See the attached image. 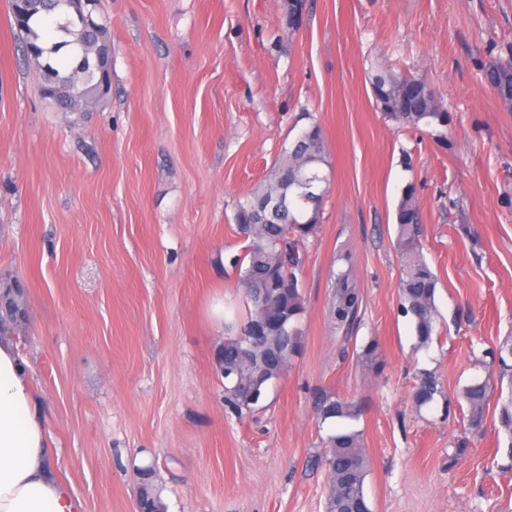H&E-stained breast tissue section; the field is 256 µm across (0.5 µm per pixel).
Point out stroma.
I'll use <instances>...</instances> for the list:
<instances>
[{
  "label": "stroma",
  "mask_w": 512,
  "mask_h": 512,
  "mask_svg": "<svg viewBox=\"0 0 512 512\" xmlns=\"http://www.w3.org/2000/svg\"><path fill=\"white\" fill-rule=\"evenodd\" d=\"M96 19L110 91L63 112L0 0V283L21 291L20 353L80 512H138L149 463L165 512H324L327 477L311 462L335 429L314 415L325 391L362 407L351 427L371 512H512L498 410L469 437L458 400L512 336V112L484 78L512 58V0H307L293 35L285 0H100ZM381 64L424 75L447 126L380 112L369 77ZM307 112L331 173L302 272L305 349L241 416L215 364L241 308L220 261L244 246L238 202ZM411 182L439 278V339L420 350L398 312L393 247ZM341 248L363 292L349 338L327 317ZM372 339L378 375L357 361ZM421 369L442 374L446 395L417 410Z\"/></svg>",
  "instance_id": "1"
}]
</instances>
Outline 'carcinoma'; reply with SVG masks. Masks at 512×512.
Returning a JSON list of instances; mask_svg holds the SVG:
<instances>
[{
	"mask_svg": "<svg viewBox=\"0 0 512 512\" xmlns=\"http://www.w3.org/2000/svg\"><path fill=\"white\" fill-rule=\"evenodd\" d=\"M304 9V0H287L288 35L299 29ZM38 14L57 17L54 31L64 39L44 46L30 25ZM12 17L23 35L25 55L39 64L45 99L63 112H83L105 95L99 64L112 62V47L104 25L74 17L71 0H16ZM64 48L70 61L56 66L46 59ZM484 77L503 108L512 112V60L490 63ZM371 87L377 109L400 125L443 126L448 121L442 96L422 76L401 74L381 65L372 74ZM327 166L322 128L312 123L279 154L266 183L237 204L236 232L248 244L229 258V267L242 292L245 313L224 326L217 365L223 374L225 397L240 413L253 412L269 385L286 375L303 353L302 268L329 185V175L324 172ZM395 233L398 308L413 324L417 346L427 348L438 339V277L422 252L421 218L412 183L405 186L396 207ZM336 262L339 267L332 273L328 318L336 333L350 337L360 323L363 297L352 252L337 253ZM256 321L266 324L265 345L251 341L249 328ZM357 358L364 370L379 371L383 363L379 343L368 342ZM495 359L496 378L465 386L461 398L466 403L467 429L481 435L487 406L492 395H497V433L508 441L512 457V336L499 344ZM443 395L440 375L429 370L417 372L412 391L415 408ZM314 409L316 420L323 424L356 418L360 405L325 391L317 397ZM323 444L325 452L314 464L327 473L325 512H371L364 489L369 458L363 434L341 428L327 435ZM137 488L138 503L145 512H164L152 467L137 470Z\"/></svg>",
	"mask_w": 512,
	"mask_h": 512,
	"instance_id": "cac0c4a2",
	"label": "carcinoma"
}]
</instances>
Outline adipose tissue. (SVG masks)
Returning a JSON list of instances; mask_svg holds the SVG:
<instances>
[{"instance_id":"1","label":"adipose tissue","mask_w":512,"mask_h":512,"mask_svg":"<svg viewBox=\"0 0 512 512\" xmlns=\"http://www.w3.org/2000/svg\"><path fill=\"white\" fill-rule=\"evenodd\" d=\"M0 512H79L55 471L32 377L8 336H0Z\"/></svg>"}]
</instances>
